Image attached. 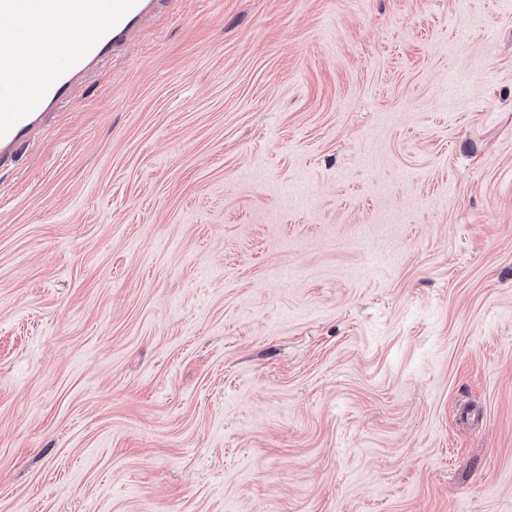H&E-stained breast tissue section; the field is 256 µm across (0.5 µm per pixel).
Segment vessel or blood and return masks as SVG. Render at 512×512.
I'll list each match as a JSON object with an SVG mask.
<instances>
[{"label": "vessel or blood", "mask_w": 512, "mask_h": 512, "mask_svg": "<svg viewBox=\"0 0 512 512\" xmlns=\"http://www.w3.org/2000/svg\"><path fill=\"white\" fill-rule=\"evenodd\" d=\"M161 0H0V37L12 44L33 46L45 38L56 22L80 17L96 23L98 34L74 53L66 63L22 105L0 113V166L14 156L19 138H32L40 130L43 116L58 111L69 101V93L83 75L104 59L113 57L136 39ZM23 61L0 55V97L15 93L13 79Z\"/></svg>", "instance_id": "vessel-or-blood-1"}]
</instances>
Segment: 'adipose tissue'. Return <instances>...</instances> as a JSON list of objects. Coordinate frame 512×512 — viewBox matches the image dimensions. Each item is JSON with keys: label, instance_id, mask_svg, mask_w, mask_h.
<instances>
[{"label": "adipose tissue", "instance_id": "adipose-tissue-1", "mask_svg": "<svg viewBox=\"0 0 512 512\" xmlns=\"http://www.w3.org/2000/svg\"><path fill=\"white\" fill-rule=\"evenodd\" d=\"M94 34L92 26L78 20L60 21L54 26L50 39L42 41L36 57L25 63L24 80L17 89V99H24L30 91L40 86L60 64L59 49L67 45L78 48L83 40Z\"/></svg>", "mask_w": 512, "mask_h": 512}]
</instances>
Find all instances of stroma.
I'll list each match as a JSON object with an SVG mask.
<instances>
[{
    "mask_svg": "<svg viewBox=\"0 0 512 512\" xmlns=\"http://www.w3.org/2000/svg\"><path fill=\"white\" fill-rule=\"evenodd\" d=\"M0 512H512V0H171L20 140Z\"/></svg>",
    "mask_w": 512,
    "mask_h": 512,
    "instance_id": "stroma-1",
    "label": "stroma"
}]
</instances>
